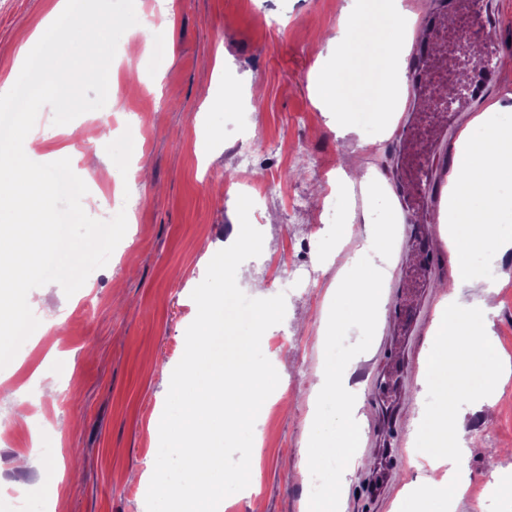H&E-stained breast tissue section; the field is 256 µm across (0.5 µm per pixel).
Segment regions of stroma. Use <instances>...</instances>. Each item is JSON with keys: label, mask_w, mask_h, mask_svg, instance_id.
Here are the masks:
<instances>
[{"label": "stroma", "mask_w": 512, "mask_h": 512, "mask_svg": "<svg viewBox=\"0 0 512 512\" xmlns=\"http://www.w3.org/2000/svg\"><path fill=\"white\" fill-rule=\"evenodd\" d=\"M55 3L0 0V87L16 82L21 47ZM346 3L134 0L137 17L152 18L162 53L144 52L135 70L116 54L106 106L71 123L85 138L81 152L58 135L30 158L46 172L83 181L85 190L54 186L47 220L60 223L62 243L30 277L42 310L55 320L51 338L30 341L19 357L0 349V512H15L19 499L33 512L50 503L55 512H145L147 489L131 475L156 460L162 372L183 356L207 249L235 240L244 224L274 243L270 252L249 254V273L268 295L285 294L286 315L262 347L280 382L255 422V486L226 497L224 512H304L311 474L303 452L324 358L319 330L337 274L373 227L366 189H348L342 211L329 203L343 153L382 186L397 235L385 317L369 350L345 369L363 436L340 512H442V499L418 496L425 473L398 443L409 439L419 411L440 405L413 364L428 349L455 272L447 247L413 299L422 326L401 321L395 309L406 297L402 272L415 268L418 241L440 238L448 214L441 205L430 215H406L394 185L396 137L371 118L381 68L414 52L391 47L389 0H362L345 31L340 78L347 111L325 110L312 93L315 66L335 64L323 36L340 30ZM368 28L374 39L362 38ZM494 72L477 109L497 105L496 123L512 127V69L498 65ZM136 116L145 135L134 152L121 129ZM341 124L354 134L339 137ZM241 143L256 155L257 186L271 189L264 206H249L225 188ZM348 211L356 214L350 226ZM458 250L494 283L490 362L512 363V247L481 254L464 241ZM456 406L466 413V433L482 436L483 450L463 463L477 496L461 499L455 512H512V499L489 488L512 481V378L490 390L484 379L473 380ZM32 448L53 455L18 468L17 458Z\"/></svg>", "instance_id": "obj_1"}]
</instances>
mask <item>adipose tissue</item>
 I'll use <instances>...</instances> for the list:
<instances>
[{
	"label": "adipose tissue",
	"mask_w": 512,
	"mask_h": 512,
	"mask_svg": "<svg viewBox=\"0 0 512 512\" xmlns=\"http://www.w3.org/2000/svg\"><path fill=\"white\" fill-rule=\"evenodd\" d=\"M484 129L481 140L462 138L456 146L453 168L448 176L446 201L455 217L448 227V242L463 237L480 247L512 246V207L499 199L503 181H512V129L499 126L493 110L477 118ZM38 131L28 124L0 127V208L15 216L0 225V348L11 341L16 314L34 315L40 302L28 290V280L46 255L54 235L47 224V197L53 175L31 166L28 157L39 141ZM483 199L474 208L472 199ZM481 283L466 265L457 264L449 292L430 331L428 354L421 366L442 399L439 409L423 412L412 423V433L421 450L419 458L429 467L419 492L426 497L461 499L466 479L461 461L468 450L462 442L463 419L449 402L475 374L512 377V370L491 369L489 340L480 333L490 310L489 298L467 303L461 298L465 288Z\"/></svg>",
	"instance_id": "ef3b65f1"
}]
</instances>
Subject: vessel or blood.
<instances>
[{"label": "vessel or blood", "instance_id": "b4317fda", "mask_svg": "<svg viewBox=\"0 0 512 512\" xmlns=\"http://www.w3.org/2000/svg\"><path fill=\"white\" fill-rule=\"evenodd\" d=\"M442 7V13L427 19V38L415 50L421 80L414 91L421 95L432 85L449 80L459 84L460 89L450 108L437 107L421 113L402 132L401 166L406 193L417 211L435 207L439 200L433 192L437 174L427 163L426 149L446 143L463 127L479 99V89L492 77L490 69L470 57L467 34L448 33V15L469 19L481 16L485 0H444ZM420 257L421 265L405 278V285L412 293L424 286L437 255L427 249Z\"/></svg>", "mask_w": 512, "mask_h": 512}]
</instances>
